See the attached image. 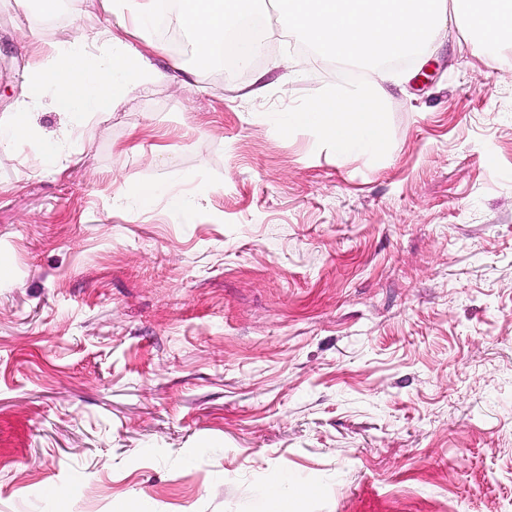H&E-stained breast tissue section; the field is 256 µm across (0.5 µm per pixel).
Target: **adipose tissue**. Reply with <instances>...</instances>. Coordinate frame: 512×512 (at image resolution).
I'll list each match as a JSON object with an SVG mask.
<instances>
[{
  "instance_id": "obj_1",
  "label": "adipose tissue",
  "mask_w": 512,
  "mask_h": 512,
  "mask_svg": "<svg viewBox=\"0 0 512 512\" xmlns=\"http://www.w3.org/2000/svg\"><path fill=\"white\" fill-rule=\"evenodd\" d=\"M255 2L190 0L191 8L183 21L193 37L197 70L208 69L221 49L246 60L262 50V40L243 45L237 39ZM102 5L116 17V25L80 32L73 41L53 47L49 64L31 70L13 121L0 125V152L12 150L30 135L28 110L43 98H50L60 112L96 115L118 106L131 89L156 79L148 57L150 51L156 50V43L146 39L143 48L138 49L122 36L130 28L147 35L156 0H102ZM283 125L317 131L335 145L340 155L375 152L384 145L381 104L377 97L358 87L314 99L304 108L288 113Z\"/></svg>"
}]
</instances>
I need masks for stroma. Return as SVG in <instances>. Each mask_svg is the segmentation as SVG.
Returning <instances> with one entry per match:
<instances>
[{
  "mask_svg": "<svg viewBox=\"0 0 512 512\" xmlns=\"http://www.w3.org/2000/svg\"><path fill=\"white\" fill-rule=\"evenodd\" d=\"M75 6L112 22L0 0V123ZM252 19L247 69L150 30L160 78L0 153V512H265L276 471L289 512H512V76L461 25L381 85ZM353 83L384 151L280 124Z\"/></svg>",
  "mask_w": 512,
  "mask_h": 512,
  "instance_id": "stroma-1",
  "label": "stroma"
}]
</instances>
